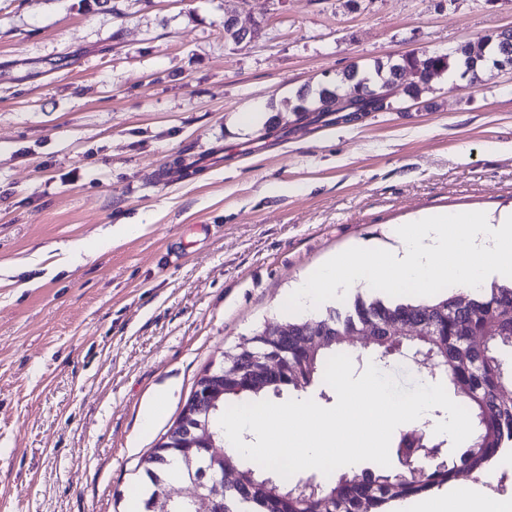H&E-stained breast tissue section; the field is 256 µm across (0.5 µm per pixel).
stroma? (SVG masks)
I'll list each match as a JSON object with an SVG mask.
<instances>
[{"instance_id":"1","label":"stroma","mask_w":512,"mask_h":512,"mask_svg":"<svg viewBox=\"0 0 512 512\" xmlns=\"http://www.w3.org/2000/svg\"><path fill=\"white\" fill-rule=\"evenodd\" d=\"M118 6L0 0V512H129L203 371L286 323L312 269L424 213L512 210V72L350 124L289 110L352 65L512 28V0ZM228 15L254 38L226 41Z\"/></svg>"}]
</instances>
